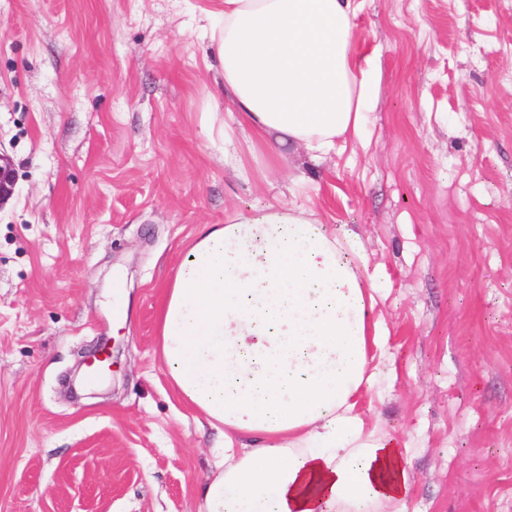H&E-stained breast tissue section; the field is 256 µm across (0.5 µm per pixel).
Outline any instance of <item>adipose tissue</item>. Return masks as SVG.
Returning a JSON list of instances; mask_svg holds the SVG:
<instances>
[{"instance_id": "ef3b65f1", "label": "adipose tissue", "mask_w": 512, "mask_h": 512, "mask_svg": "<svg viewBox=\"0 0 512 512\" xmlns=\"http://www.w3.org/2000/svg\"><path fill=\"white\" fill-rule=\"evenodd\" d=\"M212 53L239 124L316 161L360 133L374 97L353 50L356 0H221ZM355 242L294 206L204 224L166 290L171 384L223 439L199 512H367L410 481L395 440L364 437L371 305Z\"/></svg>"}]
</instances>
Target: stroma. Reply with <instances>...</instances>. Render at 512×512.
<instances>
[{"label":"stroma","instance_id":"1","mask_svg":"<svg viewBox=\"0 0 512 512\" xmlns=\"http://www.w3.org/2000/svg\"><path fill=\"white\" fill-rule=\"evenodd\" d=\"M357 2L374 109L311 162L238 126L219 0H0V512H199L220 439L170 385L164 290L200 225L293 206L374 288L354 412L411 485L370 512H512V0Z\"/></svg>","mask_w":512,"mask_h":512}]
</instances>
